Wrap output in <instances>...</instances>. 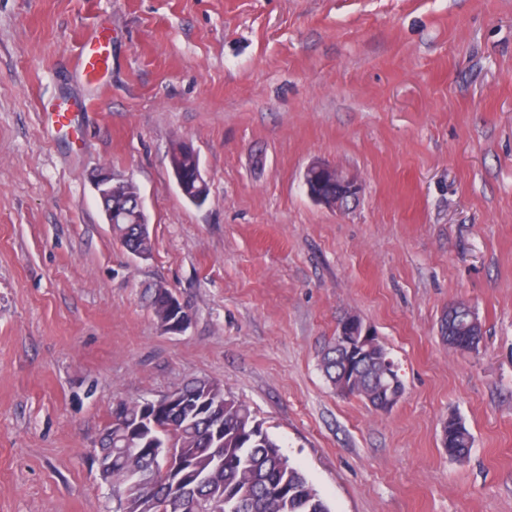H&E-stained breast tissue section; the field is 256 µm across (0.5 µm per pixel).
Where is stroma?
<instances>
[{
    "label": "stroma",
    "mask_w": 512,
    "mask_h": 512,
    "mask_svg": "<svg viewBox=\"0 0 512 512\" xmlns=\"http://www.w3.org/2000/svg\"><path fill=\"white\" fill-rule=\"evenodd\" d=\"M103 21L110 65L87 76ZM60 105L81 135L48 124ZM316 161L360 183L348 209L309 198ZM105 169L139 190L148 259L112 236ZM160 281L184 332L148 307ZM459 300L470 354L442 339ZM347 314L404 383L391 412L320 369ZM196 377L247 402L330 512H512V0H0V512H112L113 403ZM105 25L99 27L96 33L91 36L80 48L77 57V67L85 75L95 73L108 66L109 53L107 43L103 41ZM172 155L179 157V165L177 174L182 184H185V189H182V194L191 202L202 203L206 196V187L201 190L197 186V182H193L194 170L196 168V159L194 154L187 150L183 143L177 144L173 150ZM472 444L470 432L460 421L449 419L444 424L441 445L445 448L449 458L454 460L465 459L470 453Z\"/></svg>",
    "instance_id": "35a3bbf8"
}]
</instances>
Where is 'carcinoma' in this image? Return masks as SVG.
Listing matches in <instances>:
<instances>
[{"label":"carcinoma","mask_w":512,"mask_h":512,"mask_svg":"<svg viewBox=\"0 0 512 512\" xmlns=\"http://www.w3.org/2000/svg\"><path fill=\"white\" fill-rule=\"evenodd\" d=\"M172 154L179 157L177 174L185 184L182 194L191 202H203L207 190L193 182L194 154L181 143ZM112 232L125 251L152 252L150 236L139 234L136 225L117 224ZM171 295L163 283L150 287L149 307L160 324L168 318ZM443 339L451 345L481 337L463 319ZM385 355L380 344L372 355L360 357L337 349L333 341L322 350L321 366L334 387L346 368H351L357 384L350 396L370 398L381 406L394 392L404 391L399 377L391 379L383 372L380 359ZM177 390L184 405L177 412L161 410L153 420H144L138 401L122 400L112 406L110 421L98 441V456L112 463V512H171L175 491L168 481L159 479L167 458L152 453L154 448L167 449L182 465L189 512H329L317 490L289 464L245 401L210 379H195ZM472 444L464 424L455 419L444 424L441 445L449 458H466Z\"/></svg>","instance_id":"cac0c4a2"}]
</instances>
